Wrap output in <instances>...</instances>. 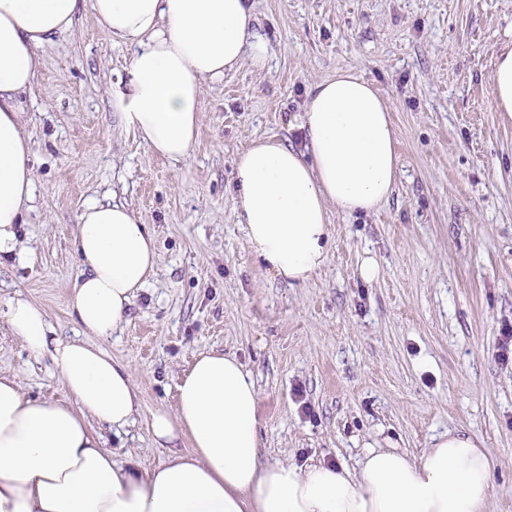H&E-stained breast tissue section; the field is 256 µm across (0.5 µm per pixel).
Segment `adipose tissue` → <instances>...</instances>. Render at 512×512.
<instances>
[{"mask_svg": "<svg viewBox=\"0 0 512 512\" xmlns=\"http://www.w3.org/2000/svg\"><path fill=\"white\" fill-rule=\"evenodd\" d=\"M87 7L113 42L133 50L126 76L108 84L118 128L172 162L193 153L206 81L245 60L268 65L271 41L251 0H0V259L31 253L18 233L36 182L22 97L41 65L38 50ZM302 127L307 153L257 138L234 162L250 249L291 284L325 266L330 212L372 213L398 178L389 108L357 74L317 82ZM74 246L80 275L68 309L77 336H59L23 295L6 304L11 333L54 365L71 401L29 398L18 377L0 375V512H487L492 461L458 430L416 459L372 448L353 466L268 460L252 375L220 352L198 354L175 411L151 418L166 461L144 471L119 459L91 425L128 427L137 387L131 368L99 342L123 325L159 256L147 225L115 200L85 206ZM184 438L186 453L176 448Z\"/></svg>", "mask_w": 512, "mask_h": 512, "instance_id": "adipose-tissue-1", "label": "adipose tissue"}]
</instances>
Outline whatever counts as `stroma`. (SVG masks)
I'll return each instance as SVG.
<instances>
[{
    "instance_id": "obj_1",
    "label": "stroma",
    "mask_w": 512,
    "mask_h": 512,
    "mask_svg": "<svg viewBox=\"0 0 512 512\" xmlns=\"http://www.w3.org/2000/svg\"><path fill=\"white\" fill-rule=\"evenodd\" d=\"M273 47L207 83L192 157L153 155L116 128L109 78L132 50L84 10L40 48L23 100L36 196L18 226L29 262L0 261V309L23 295L73 333L67 298L85 203L116 193L157 240L160 263L107 341L139 389L136 423L108 448L147 470L167 457L150 432L174 411L176 385L202 352L236 355L259 391L268 460H358L371 447L420 456L461 430L494 462L489 512H512V118L495 112L491 77L512 45V0H255ZM352 70L385 99L398 181L377 211L333 215L327 264L288 284L250 253L235 211L233 162L254 138L302 152L313 85ZM377 279H362L364 257ZM33 398L66 393L49 360L30 357L0 319V374Z\"/></svg>"
}]
</instances>
